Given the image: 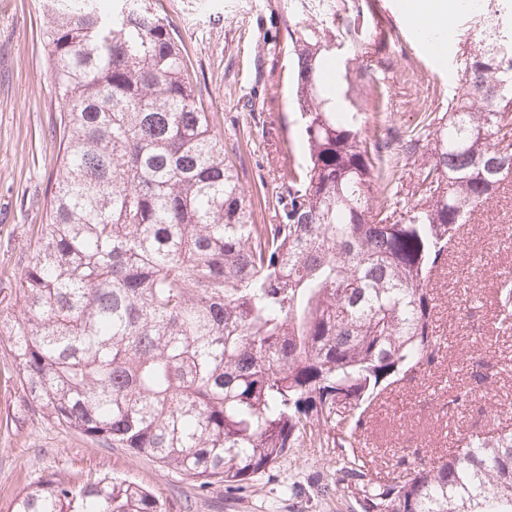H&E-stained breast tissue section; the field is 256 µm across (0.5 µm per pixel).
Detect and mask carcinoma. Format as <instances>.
<instances>
[{
    "mask_svg": "<svg viewBox=\"0 0 512 512\" xmlns=\"http://www.w3.org/2000/svg\"><path fill=\"white\" fill-rule=\"evenodd\" d=\"M348 0L283 17L296 135L255 222L181 38L150 0H43L62 167L20 315L0 320L29 401L104 448H128L231 498L292 448H333L361 512H512V431L418 448L375 473L359 451L367 402L436 368L435 272L459 225L512 175V41L476 33L460 90L425 127L372 140L351 59ZM427 146L404 196L388 164ZM512 323V277L499 291ZM483 380L489 363L468 357ZM473 402L454 390L442 408ZM15 512H166L107 474L49 476Z\"/></svg>",
    "mask_w": 512,
    "mask_h": 512,
    "instance_id": "obj_1",
    "label": "carcinoma"
}]
</instances>
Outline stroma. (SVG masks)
I'll return each instance as SVG.
<instances>
[{
    "mask_svg": "<svg viewBox=\"0 0 512 512\" xmlns=\"http://www.w3.org/2000/svg\"><path fill=\"white\" fill-rule=\"evenodd\" d=\"M407 0H359L366 19L355 69L370 96L367 133L381 139L422 121L424 106L445 111L459 88L458 68L473 41L475 19L458 11L453 33L437 49L410 26ZM179 31L198 90L236 163L257 223L270 213L287 156L275 155L266 130L287 114L286 78L269 49L282 28L277 0H157ZM42 0H0V316L20 312L17 272L30 261L48 197L61 165L58 95L46 70L39 31ZM512 272V178L461 225L448 266L434 281L433 327L443 342L438 372L411 385L389 386L371 406L362 441L374 471L394 453L422 448L440 455L460 446L494 417L512 429V325L502 324L497 294ZM496 366L476 382L467 368L473 349ZM471 389L472 406L441 411L450 387ZM100 473L137 482L163 498L167 512H360L336 487V456L293 448L249 481L240 498L195 495L191 479L125 448H102L28 408L8 337L0 336V512H15L23 491L50 474L76 483Z\"/></svg>",
    "mask_w": 512,
    "mask_h": 512,
    "instance_id": "obj_1",
    "label": "stroma"
}]
</instances>
